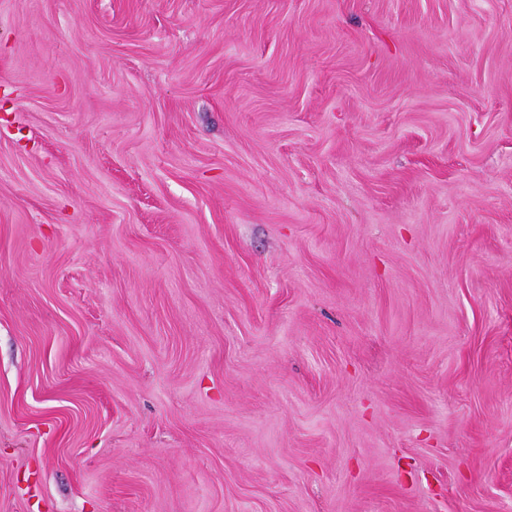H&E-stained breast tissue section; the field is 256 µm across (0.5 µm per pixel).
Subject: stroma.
<instances>
[{"label":"stroma","mask_w":512,"mask_h":512,"mask_svg":"<svg viewBox=\"0 0 512 512\" xmlns=\"http://www.w3.org/2000/svg\"><path fill=\"white\" fill-rule=\"evenodd\" d=\"M0 512H512V0H0Z\"/></svg>","instance_id":"obj_1"}]
</instances>
